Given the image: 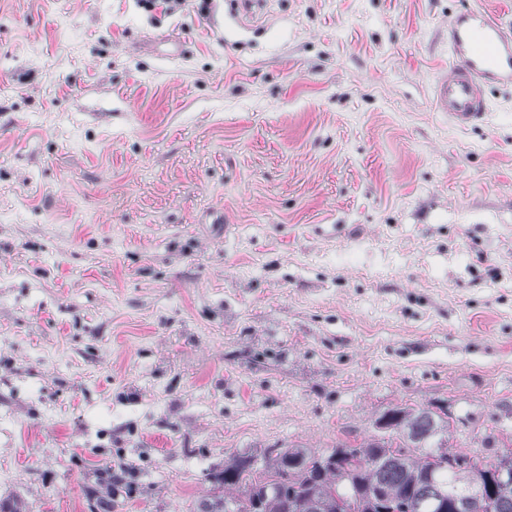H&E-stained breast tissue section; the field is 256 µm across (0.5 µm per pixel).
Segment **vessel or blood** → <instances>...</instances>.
Listing matches in <instances>:
<instances>
[{
    "mask_svg": "<svg viewBox=\"0 0 512 512\" xmlns=\"http://www.w3.org/2000/svg\"><path fill=\"white\" fill-rule=\"evenodd\" d=\"M451 64L433 88L438 111L468 128L487 113L489 85L512 86V32L496 14L475 8L457 14L448 27Z\"/></svg>",
    "mask_w": 512,
    "mask_h": 512,
    "instance_id": "1",
    "label": "vessel or blood"
}]
</instances>
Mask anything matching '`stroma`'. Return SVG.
Returning <instances> with one entry per match:
<instances>
[{
	"label": "stroma",
	"mask_w": 512,
	"mask_h": 512,
	"mask_svg": "<svg viewBox=\"0 0 512 512\" xmlns=\"http://www.w3.org/2000/svg\"><path fill=\"white\" fill-rule=\"evenodd\" d=\"M479 6L0 0V505L196 512L397 406L512 450V86L432 99Z\"/></svg>",
	"instance_id": "obj_1"
}]
</instances>
